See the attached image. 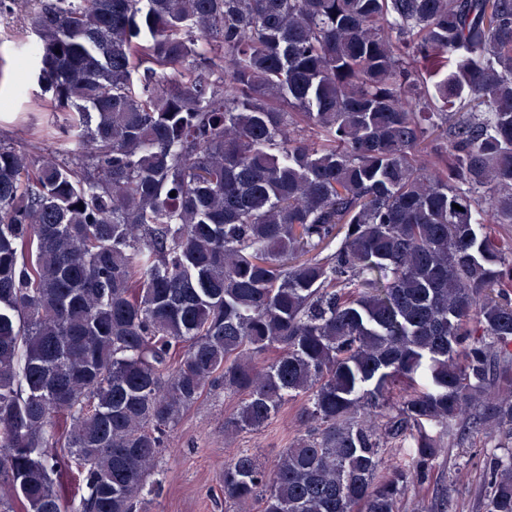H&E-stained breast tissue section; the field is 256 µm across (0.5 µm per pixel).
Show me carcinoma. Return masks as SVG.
<instances>
[{"label":"carcinoma","instance_id":"obj_1","mask_svg":"<svg viewBox=\"0 0 512 512\" xmlns=\"http://www.w3.org/2000/svg\"><path fill=\"white\" fill-rule=\"evenodd\" d=\"M28 19L70 147L0 140V512H138L216 384L228 434L308 425L224 461L261 512H399L444 445L512 433V0ZM483 477L512 512V451Z\"/></svg>","mask_w":512,"mask_h":512}]
</instances>
